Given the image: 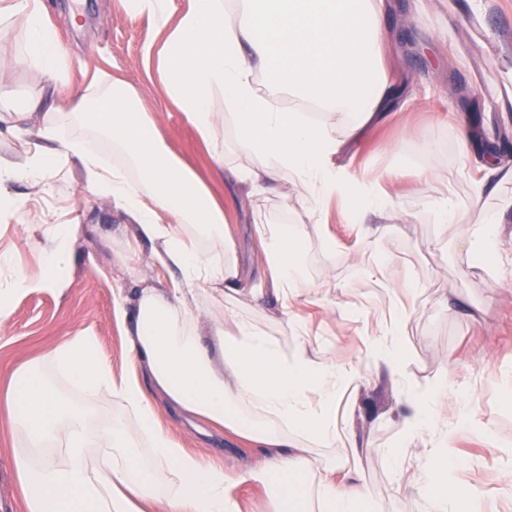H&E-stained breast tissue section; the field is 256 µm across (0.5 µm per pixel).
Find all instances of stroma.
I'll return each mask as SVG.
<instances>
[{
    "mask_svg": "<svg viewBox=\"0 0 512 512\" xmlns=\"http://www.w3.org/2000/svg\"><path fill=\"white\" fill-rule=\"evenodd\" d=\"M50 2L70 56V87L81 88L101 73L134 87L171 151L223 205L242 274L243 294L228 300L239 318L288 350L297 335H305L329 362L359 370L357 389L336 402L335 447H310L314 465L350 455L351 442H358L365 449L359 467L371 493L393 512H420L411 491L423 477L433 434L406 449L401 467L393 466L389 451L401 441L408 392L446 376L459 390L440 404L441 423L453 433L447 452L480 496L482 512H512V152L501 149L503 140L512 141V98L503 93L512 73V0H484L479 12L470 0H385L387 37L377 65L402 95L384 121L347 142L335 157L337 166L379 179L394 164L404 168L391 189L397 204L382 218L389 231L366 242L360 225L347 223L335 202L324 209L322 223H305L301 204L311 194L291 175L258 197L228 186L225 169L257 163L235 150V118L225 115L224 165L216 167L145 60V46L161 45L163 33L147 18H131L127 0ZM487 155L496 158L500 171L487 177L477 198L471 185L485 177L481 160ZM428 171L453 174L452 204L498 215V268L479 266L467 252L469 225L438 223L440 194L435 182L425 179ZM9 190L27 204L17 213L0 212V253L12 259L0 266L1 286L16 271L41 275L48 225L71 224L77 233L68 259V292L17 296L9 320L0 325V400L13 373L32 362L41 363L52 387L69 392L47 358L62 337L80 331L95 336L115 376L127 375L126 325L116 316L113 299L119 294L131 302L143 289L169 286L152 244L111 200L88 193L77 170L65 166L47 180L16 181ZM299 221L302 283L287 305L269 291L252 301L247 290L263 285L256 228ZM410 280L417 288L406 289ZM398 302L410 315L403 328L404 375L395 378L370 360L365 341L383 335ZM289 313L299 317V328L289 327ZM464 410L471 425L458 423ZM160 414L181 447L223 467L242 512H271L268 488L237 479L244 469L263 465L260 449L229 433L206 436L199 421L169 407ZM19 445L0 432V512H20L13 463Z\"/></svg>",
    "mask_w": 512,
    "mask_h": 512,
    "instance_id": "obj_1",
    "label": "stroma"
}]
</instances>
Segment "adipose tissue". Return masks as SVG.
I'll return each instance as SVG.
<instances>
[{
	"instance_id": "1",
	"label": "adipose tissue",
	"mask_w": 512,
	"mask_h": 512,
	"mask_svg": "<svg viewBox=\"0 0 512 512\" xmlns=\"http://www.w3.org/2000/svg\"><path fill=\"white\" fill-rule=\"evenodd\" d=\"M132 18H147L166 37L156 50L157 71L180 112L208 144L215 163L224 161V113L214 111L223 96L224 112L238 120L236 150L261 158L257 167L235 172L249 195L264 193L269 183L289 172L309 185L304 208L318 219L332 201L358 199L346 207L348 222L361 225L363 239L379 232L369 216L395 205L388 184L401 171L392 168L387 182L356 177L336 167L342 140L358 138L379 117L392 90L373 63L384 35L374 0H129ZM21 17L27 29L22 52L0 44V59L37 70L42 76L21 105L0 91V122L7 134L35 135L38 149L20 163L0 159V205L21 209L8 191L10 182L51 174L62 163H77L85 189L109 197L135 223L141 237L156 246L160 266L176 267L180 276L166 291L143 289L127 329L130 375L118 378L101 357L96 340L84 332L65 337L50 361L81 395L80 401L52 389L33 366L20 369L6 395L8 413L0 430L22 437L14 451L16 480L24 512H240L225 484L224 469L180 448L159 422L160 402L204 422L211 429L247 440L266 453L264 466L245 472L248 480L271 485L279 508L301 498L298 477L310 469L308 436L325 448L336 445V398L356 381L351 367H338L307 337H297L284 352L253 325L240 321L222 299L204 334L191 332V306L205 286L223 285L236 293L239 275L223 252H203L184 233L186 225L225 238L224 210L203 181L166 146L165 139L139 102L135 89L100 76L86 87L65 91L68 61L46 0H0V22ZM288 90L297 101L322 111H352L342 137L328 123L307 118L297 109L276 110L270 95L256 85L260 73ZM67 112L98 128L121 159L104 167L79 137H64L50 120ZM440 223L471 227L466 246L475 260L497 253L496 215H471L444 207ZM301 225L258 231L265 270L274 292L288 297L303 267ZM73 230L54 225L45 232L44 273L15 275L0 289V323L12 313L11 297L35 291L63 293ZM402 318L393 316L383 338L367 340L369 355L390 374H402ZM454 387L440 378L430 388L410 393L412 412L404 417L400 449L440 428L438 405ZM108 393L117 413L88 428V408ZM317 400H310V393ZM152 450L150 466L137 457L140 446ZM447 439L432 448L418 495L425 512H458L446 494L451 471L442 453ZM169 476L159 489L155 475ZM316 512H385L372 496L358 466L329 463L318 471Z\"/></svg>"
}]
</instances>
